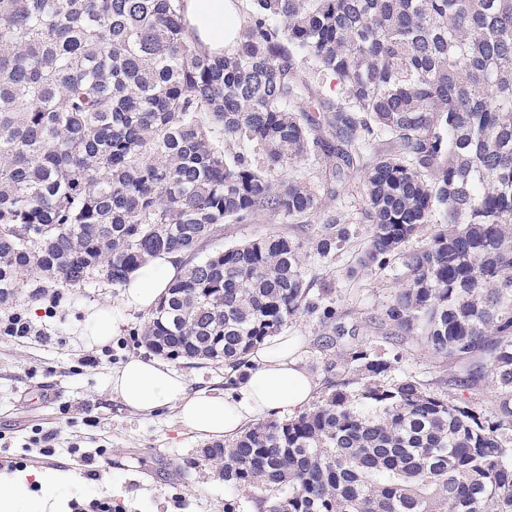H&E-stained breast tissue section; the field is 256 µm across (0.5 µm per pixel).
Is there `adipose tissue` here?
Returning <instances> with one entry per match:
<instances>
[{
    "label": "adipose tissue",
    "mask_w": 512,
    "mask_h": 512,
    "mask_svg": "<svg viewBox=\"0 0 512 512\" xmlns=\"http://www.w3.org/2000/svg\"><path fill=\"white\" fill-rule=\"evenodd\" d=\"M231 0H188L190 17L204 21L202 40L210 49L224 48V19L232 15ZM180 271L178 257L165 254L141 269L124 292L130 306L155 307ZM297 337L277 336L253 355L254 370L241 379L237 395L193 392L186 379L158 359H129L112 377V388L130 408L151 412L176 408L181 424L203 436L236 438L262 416L293 415L306 407L313 383L295 357ZM66 476L59 471H26L0 475V512H68L67 498L53 490ZM43 486L47 494L28 504L29 483Z\"/></svg>",
    "instance_id": "1"
}]
</instances>
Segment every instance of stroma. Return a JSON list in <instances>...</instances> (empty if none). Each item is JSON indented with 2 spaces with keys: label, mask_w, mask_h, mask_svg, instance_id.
Wrapping results in <instances>:
<instances>
[{
  "label": "stroma",
  "mask_w": 512,
  "mask_h": 512,
  "mask_svg": "<svg viewBox=\"0 0 512 512\" xmlns=\"http://www.w3.org/2000/svg\"><path fill=\"white\" fill-rule=\"evenodd\" d=\"M336 207L350 239L335 254L319 256L313 241L326 212L307 219L302 260L309 278L328 290L327 299L348 330L332 348L323 345L324 329L317 315L298 316L285 329L303 345L298 363L322 397L328 382L345 378L343 358L361 345L394 360L396 374H412L456 396L453 368L436 366L423 343L401 339L380 316L403 284L402 269L357 270L369 225L360 223L363 190L359 174L337 186ZM278 231L291 233L288 218L263 213L246 224H228L210 249L229 247ZM38 329L27 338H0V473L19 468L59 470L78 486L77 501L108 498L114 512H224L230 495L220 462H201L207 439L179 423L175 409L144 413L128 407L111 387L112 376L133 356L150 358L151 350L137 331L144 313L127 306L123 291L106 285L63 290L58 303L20 289L10 306ZM111 312L120 332L104 346H84L80 337L98 310ZM96 358L93 366L85 358ZM172 367L195 391L229 389L224 364L205 362ZM52 454L40 451L42 444ZM95 478H88V470Z\"/></svg>",
  "instance_id": "1"
}]
</instances>
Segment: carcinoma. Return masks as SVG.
Segmentation results:
<instances>
[{
  "instance_id": "obj_1",
  "label": "carcinoma",
  "mask_w": 512,
  "mask_h": 512,
  "mask_svg": "<svg viewBox=\"0 0 512 512\" xmlns=\"http://www.w3.org/2000/svg\"><path fill=\"white\" fill-rule=\"evenodd\" d=\"M301 161L318 181L272 178ZM354 171L371 228L358 264L405 269L381 321L464 364L463 391L490 374L493 411L390 381L359 346L311 410L204 459L249 512H512V0H247L221 51L187 0H0V308L20 288H125L177 252L143 320L154 352L243 373L301 314L343 336L301 239L199 249L260 212H317ZM340 223L317 254L346 243Z\"/></svg>"
}]
</instances>
